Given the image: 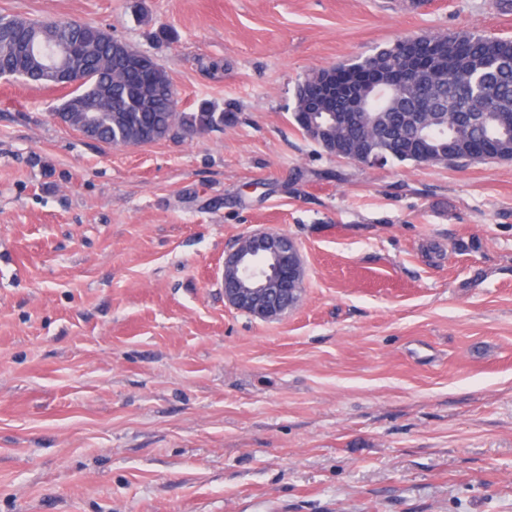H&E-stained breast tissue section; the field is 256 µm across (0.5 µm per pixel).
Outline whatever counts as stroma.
I'll return each mask as SVG.
<instances>
[{
    "instance_id": "1",
    "label": "stroma",
    "mask_w": 512,
    "mask_h": 512,
    "mask_svg": "<svg viewBox=\"0 0 512 512\" xmlns=\"http://www.w3.org/2000/svg\"><path fill=\"white\" fill-rule=\"evenodd\" d=\"M152 55L223 129L140 146L0 77V512H512V160L363 167L291 123L312 72L512 0H0ZM284 233L298 304L224 302ZM257 251L268 255L274 264L279 261L276 270L262 272L255 265L249 272V257ZM304 277V264L292 238L254 233L224 255V301L233 309L260 319H279L299 301Z\"/></svg>"
}]
</instances>
